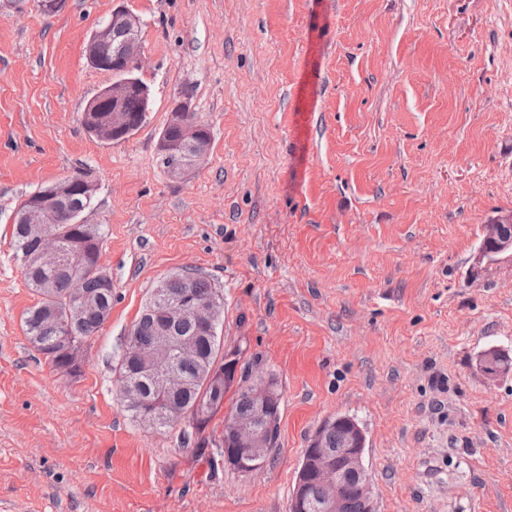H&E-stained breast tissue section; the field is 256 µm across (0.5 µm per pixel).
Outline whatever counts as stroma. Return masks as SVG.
Segmentation results:
<instances>
[{
	"mask_svg": "<svg viewBox=\"0 0 512 512\" xmlns=\"http://www.w3.org/2000/svg\"><path fill=\"white\" fill-rule=\"evenodd\" d=\"M137 15L148 121L81 124L111 83L87 61L112 10ZM208 123L184 181L156 165L172 109ZM90 172L112 312L55 370L10 228L27 196ZM512 213V0H34L0 7V512H289L321 424L354 416L377 512H512V259L480 260ZM208 277L222 348L259 356L280 436L225 466L224 416L183 439L118 400L125 336L167 275Z\"/></svg>",
	"mask_w": 512,
	"mask_h": 512,
	"instance_id": "35a3bbf8",
	"label": "stroma"
}]
</instances>
